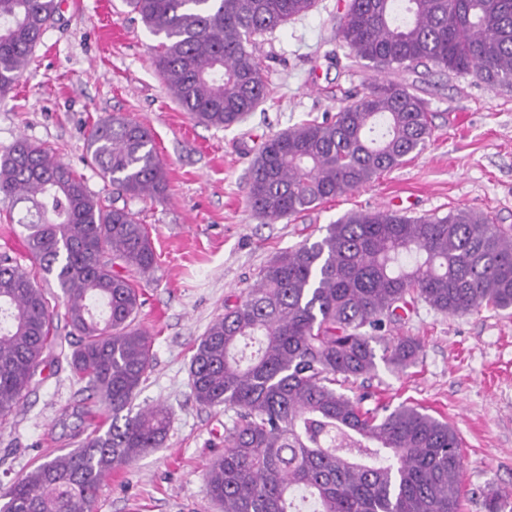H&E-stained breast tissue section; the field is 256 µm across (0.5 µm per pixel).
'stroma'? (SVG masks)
<instances>
[{"mask_svg": "<svg viewBox=\"0 0 512 512\" xmlns=\"http://www.w3.org/2000/svg\"><path fill=\"white\" fill-rule=\"evenodd\" d=\"M344 5L317 0L307 15L256 38L270 97L227 128L198 124L175 102L153 65L158 40L125 0H64L23 77L0 95V153L21 137L40 144L101 201H111L112 186L86 160L99 118L118 112L145 124L167 170L164 198L128 206L147 225L157 259L140 281L139 320L153 336L154 360L134 407L165 404L170 428L163 447L104 481L96 512H218L204 470L223 451L234 414L196 403L189 367L225 300L246 293L276 253L320 238L352 210L443 216L466 207L512 226V88L436 69L416 79L433 115L425 150L290 220L270 223L252 211L246 185L260 142L333 116L346 92L374 77L339 40ZM11 205L0 196V254L28 270L26 231L11 223ZM394 332L419 339L423 350L405 371L379 367L366 391L384 404L421 405L456 428L461 512H486L494 494L512 503V309L448 315L422 303ZM83 397L67 364L43 370L0 430V485L76 447L84 432L72 411Z\"/></svg>", "mask_w": 512, "mask_h": 512, "instance_id": "1", "label": "stroma"}]
</instances>
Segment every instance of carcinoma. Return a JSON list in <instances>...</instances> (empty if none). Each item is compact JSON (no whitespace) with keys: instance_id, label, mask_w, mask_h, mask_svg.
<instances>
[{"instance_id":"1","label":"carcinoma","mask_w":512,"mask_h":512,"mask_svg":"<svg viewBox=\"0 0 512 512\" xmlns=\"http://www.w3.org/2000/svg\"><path fill=\"white\" fill-rule=\"evenodd\" d=\"M160 38L153 64L198 123L226 128L268 96L254 37L310 12L316 0H128ZM61 0H0V93L25 73ZM339 35L375 74L479 73L512 87V0H347ZM433 135L412 84L370 82L322 122L267 137L247 199L274 223L374 181ZM87 153L112 184L102 203L46 148L17 139L0 155V194L20 206L32 259L63 295L69 355L55 307L29 272L0 255V428L41 364L65 356L90 403L77 447L37 462L0 492V512H95L101 483L162 446L170 411L127 414L153 361L137 323L135 275L155 253L127 199L161 198L167 171L150 130L119 114L98 120ZM420 302L455 315L512 308V229L458 208L443 217L352 210L321 238L273 257L255 287L226 300L200 338L195 401L232 410L224 453L205 470L222 512H459L457 430L424 407L365 406L378 366L401 372L420 341L384 335ZM381 350H376V347Z\"/></svg>"}]
</instances>
